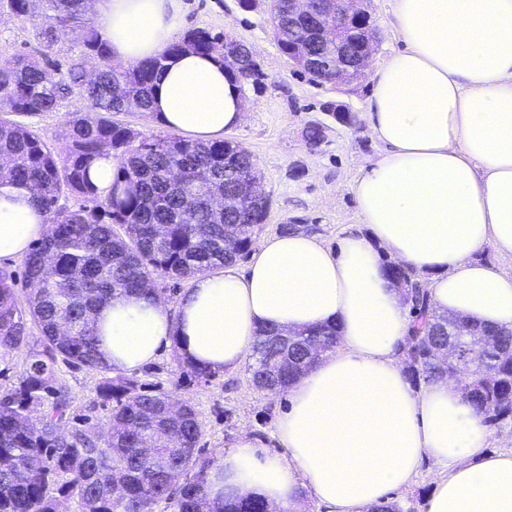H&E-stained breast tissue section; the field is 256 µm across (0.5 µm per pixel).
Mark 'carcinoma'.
<instances>
[{
  "mask_svg": "<svg viewBox=\"0 0 512 512\" xmlns=\"http://www.w3.org/2000/svg\"><path fill=\"white\" fill-rule=\"evenodd\" d=\"M85 2L8 0V7L22 20L37 21L38 37L52 48L68 38ZM272 35L285 56L291 48L323 60L307 20L288 19L280 0H273ZM187 50L229 60L237 81L260 84V65L245 43L228 47L223 34L204 29L185 31L154 57L115 67L108 40L86 18L80 51L57 80L26 55L0 52V102H11V112H54L75 92L90 105L66 121L60 150L31 127L0 117V158L10 162L0 179L29 186L49 223L24 258L30 288L25 299L11 276L0 272V353L29 348L23 376L0 393V512H58L63 500L76 502L79 512H153L161 503L172 512H271L258 498L210 499L212 465L197 448L198 413L187 404L172 413V398L137 378L105 376L97 385V399L112 404L104 441L87 419L69 436L58 435L70 407L58 383V361L107 370L98 351L102 305L140 291L155 293L157 278H192L245 257L265 223L270 203L251 197L259 170L241 144L195 142L174 133L147 136L114 119L151 111L157 73ZM87 56L101 62L92 82L84 80ZM333 75L324 63L307 81L322 87ZM304 139L310 148L320 147L325 126L310 125ZM104 155L115 159L116 172L103 203L69 209L65 201L71 198L101 197L90 171ZM225 189L241 196V208L226 213L216 204ZM384 268L394 282L410 284L403 290L412 319L402 346L406 376L417 386L457 377L469 387L483 425L512 422V330L469 323L468 332L484 343L465 339L457 356L441 358L445 329L455 316L432 308L412 271L388 260ZM31 323L41 333L38 343L30 342ZM287 333L265 328L256 336L248 367L256 387L287 391L339 341L334 327L293 331L289 339ZM188 470L193 476L174 488V473Z\"/></svg>",
  "mask_w": 512,
  "mask_h": 512,
  "instance_id": "obj_1",
  "label": "carcinoma"
}]
</instances>
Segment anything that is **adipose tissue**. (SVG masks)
<instances>
[{"instance_id": "ef3b65f1", "label": "adipose tissue", "mask_w": 512, "mask_h": 512, "mask_svg": "<svg viewBox=\"0 0 512 512\" xmlns=\"http://www.w3.org/2000/svg\"><path fill=\"white\" fill-rule=\"evenodd\" d=\"M115 58L161 53L180 0H96ZM403 47L374 73L367 121L384 147L351 186L362 229L336 247L297 231L263 241L246 269L197 276L175 308L153 294L98 315L102 359L118 372L178 347L233 371L262 327H337L340 343L288 391L258 458L241 434L210 471V498L256 496L276 512H370L438 464L428 512H512V453L484 451L485 426L456 382L410 385L400 348L411 320L381 255L422 275L433 307L512 330V0H393ZM150 122L216 141L244 102L221 60L191 51L155 81ZM47 217L24 185L0 182V258L24 255Z\"/></svg>"}]
</instances>
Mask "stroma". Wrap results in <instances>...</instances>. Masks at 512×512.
<instances>
[{"mask_svg": "<svg viewBox=\"0 0 512 512\" xmlns=\"http://www.w3.org/2000/svg\"><path fill=\"white\" fill-rule=\"evenodd\" d=\"M367 6L379 32L370 63L375 70L403 43L394 25L391 0H368ZM270 10V0H260L250 11L241 10L237 0H181L179 28H205L244 41L265 73L262 86H245L244 120L229 134L254 154L262 173L261 189L270 201L258 239L275 235L279 225L300 224L332 247L345 230L359 227L350 185L382 151L366 119L372 78L364 76L353 90L341 94L309 84L294 71L274 41ZM78 49L79 42L73 39L46 51L35 24L18 19L7 0H0V51L38 59L57 78L65 74ZM329 99L349 106L356 123L347 126L322 112V102ZM88 109L87 101L72 99L59 111L29 115L25 121L59 147L63 144L60 132L71 113ZM313 123L326 127V138L315 150L303 139L305 128ZM134 375L195 408L203 423L200 446L204 457L218 459L244 431L254 438L258 456L282 453L276 422L287 405L286 395L257 390L246 368L219 372L205 383L183 373L175 349L170 348L148 366L135 370ZM100 378L95 370L63 363L58 366V381L69 393L71 414L91 417L98 435L103 436L108 431L109 409L96 400ZM438 472L433 461H425L415 482L393 491L391 500L402 512H427Z\"/></svg>", "mask_w": 512, "mask_h": 512, "instance_id": "obj_1", "label": "stroma"}]
</instances>
